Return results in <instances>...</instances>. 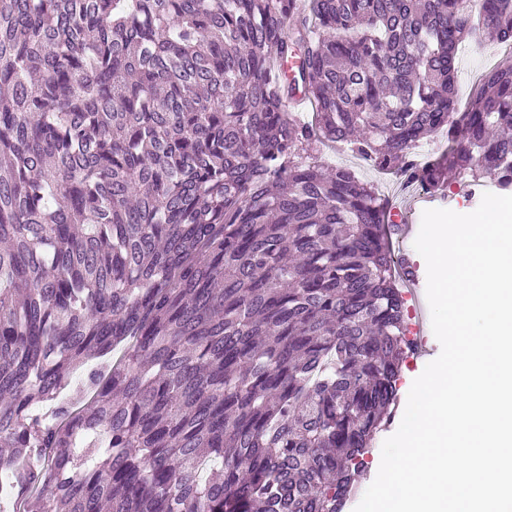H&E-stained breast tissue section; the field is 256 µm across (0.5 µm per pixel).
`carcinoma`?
<instances>
[{
    "label": "carcinoma",
    "instance_id": "obj_1",
    "mask_svg": "<svg viewBox=\"0 0 512 512\" xmlns=\"http://www.w3.org/2000/svg\"><path fill=\"white\" fill-rule=\"evenodd\" d=\"M512 0H0L16 512H343L408 349L387 203L512 186ZM465 48L466 51L459 53L457 60V93L462 105L466 103L473 84L483 72L496 66H512L511 46H508L510 54L498 44H483L480 47L469 44ZM424 153L425 149H423L419 144H416L411 149L407 168L402 172L392 174L401 186H405L417 193L421 190L418 174L420 166L425 159Z\"/></svg>",
    "mask_w": 512,
    "mask_h": 512
}]
</instances>
